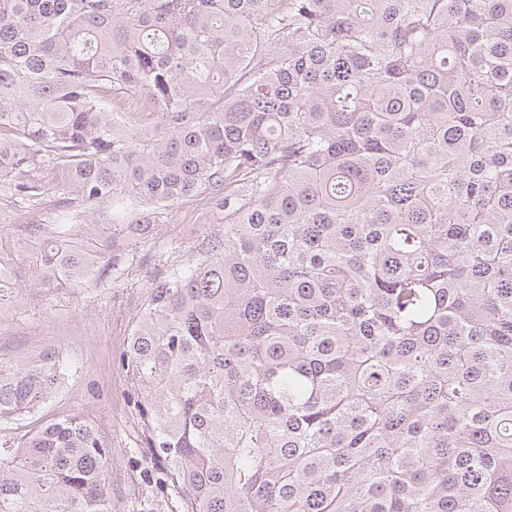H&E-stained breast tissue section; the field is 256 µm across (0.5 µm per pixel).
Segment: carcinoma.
Segmentation results:
<instances>
[{"label": "carcinoma", "instance_id": "obj_1", "mask_svg": "<svg viewBox=\"0 0 512 512\" xmlns=\"http://www.w3.org/2000/svg\"><path fill=\"white\" fill-rule=\"evenodd\" d=\"M2 183L74 197L0 307L224 225L114 361L180 512H512V0H0ZM72 371L1 363L0 420ZM111 461L79 415L0 441V512H112Z\"/></svg>", "mask_w": 512, "mask_h": 512}]
</instances>
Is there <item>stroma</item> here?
<instances>
[{"label":"stroma","instance_id":"stroma-1","mask_svg":"<svg viewBox=\"0 0 512 512\" xmlns=\"http://www.w3.org/2000/svg\"><path fill=\"white\" fill-rule=\"evenodd\" d=\"M63 191L34 202H23L0 187V250L25 256L17 235L20 224H47L63 199ZM194 199L174 203L155 224L149 242L137 253V265L127 277L99 288H74L27 295L0 321V363L9 364L47 349L64 352L78 371L36 413L0 422V440L37 430L45 423L79 414L98 422L112 436L113 512H175L173 496L152 490L143 471L149 468L138 448L141 429L128 405L125 381L113 360L125 347L130 319L138 307L144 284L153 270L154 253L200 242L217 232Z\"/></svg>","mask_w":512,"mask_h":512}]
</instances>
